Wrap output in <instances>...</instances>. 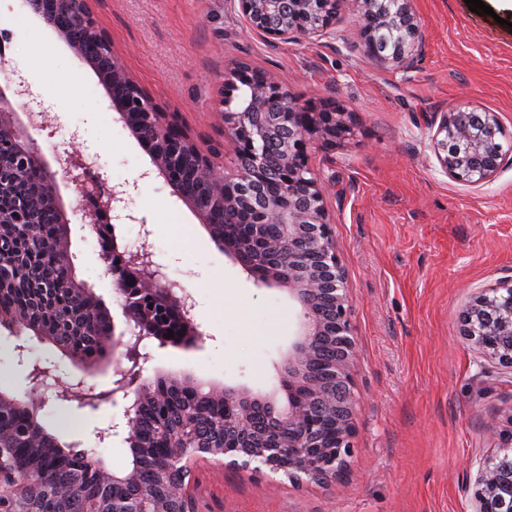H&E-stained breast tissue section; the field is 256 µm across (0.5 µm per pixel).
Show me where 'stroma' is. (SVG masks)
Wrapping results in <instances>:
<instances>
[{
  "label": "stroma",
  "instance_id": "stroma-1",
  "mask_svg": "<svg viewBox=\"0 0 512 512\" xmlns=\"http://www.w3.org/2000/svg\"><path fill=\"white\" fill-rule=\"evenodd\" d=\"M493 15L464 0H413L426 31L407 71L358 48L357 17L343 5L337 38L266 42L250 33L235 0H92L99 26L132 77L202 148L228 134L217 108L225 74L245 61L278 74L302 99H333L353 112L344 148L312 144L310 166L327 186L333 234L352 305L358 399L354 452L346 483L292 482L227 459L198 460L189 476L197 512H474L480 461L512 431V368L486 357L461 334V315L480 289L512 277V153L481 186L442 171L431 138L441 113H497L502 144L512 143V10L484 0ZM12 45L11 70L40 95L55 134L33 131L44 156L76 148L94 155L98 178L128 188L124 243L148 242L167 275L189 287L199 349L151 345L143 379L175 375L207 389L276 394L283 357L298 330L287 287L256 286L214 242L202 216L153 174L149 153L110 105L94 71L17 0H0V40ZM78 138H71V131ZM79 280L113 317L121 315L98 234L82 231L73 188L62 189ZM223 282L217 301L213 282ZM16 338L0 326V393L30 387ZM31 359L60 375L83 374L87 389L109 388L102 369L31 339ZM126 400L98 409L58 406L42 417L60 445L97 449L103 467L132 466L122 439L95 433L124 419Z\"/></svg>",
  "mask_w": 512,
  "mask_h": 512
}]
</instances>
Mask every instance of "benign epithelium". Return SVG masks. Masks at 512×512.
Instances as JSON below:
<instances>
[{"instance_id":"7a95c632","label":"benign epithelium","mask_w":512,"mask_h":512,"mask_svg":"<svg viewBox=\"0 0 512 512\" xmlns=\"http://www.w3.org/2000/svg\"><path fill=\"white\" fill-rule=\"evenodd\" d=\"M21 10L42 19L65 42L81 64L87 59L83 41L75 30L92 38L100 46L99 63L94 71L107 90L113 107L126 127L130 116L146 115L154 141L174 144V153L151 152L154 166L169 185L173 159L190 163L194 178L206 197L229 206L243 205L258 214L259 224H278L282 228L279 245L284 248L283 262L288 278H261L264 285H285L302 308L296 341L283 362V387L287 405L279 407L273 399L264 401L276 412L277 424L288 438L264 439L242 448L233 444L202 443L195 435L191 412L182 415L180 424L163 430L167 461L163 465V489L147 492L142 499L151 504L149 512H194L185 476L188 464L197 459L228 457L231 464L248 468L257 463L290 480L303 477L317 483L340 480L350 457L355 432L358 402L353 391L352 369L357 347L351 325V305L345 271L332 234L334 220L326 203V186L311 171L308 145L317 140L327 148L342 145L353 134L350 113L334 101L317 106L296 97L272 71L257 70L242 64L225 78L221 95L220 119L230 126V136L222 151L237 162L236 173L226 176L212 166L210 155L180 126L177 117L161 110L148 93L119 63L112 51L109 35L98 25L90 0H66L76 5L73 17L59 16V0H18ZM246 27L267 42L318 40L336 31V16L342 0H237ZM358 13L374 18L370 26L358 29L359 47L368 56L398 68L409 69L423 41L420 17L411 0H353ZM412 32V38L389 43L386 32L395 22ZM129 87L127 97L119 100L113 86ZM11 90L18 98H34L24 79L3 89L0 87V127L8 128L7 140L16 152L0 153V171L8 161L20 163L18 179L35 169V186L47 187L50 208L58 222H64L60 207L58 180L74 185L87 199L80 207L83 226L96 231L111 212L126 207V189H88L81 153L72 150L56 154L48 162L26 124L7 97ZM236 108H231V104ZM502 129L494 112H444L432 136L443 172L449 178L472 186L490 182L502 164ZM116 292L123 297L122 316L133 325L134 337L127 329L112 323V388L93 393L85 388L82 376H55L39 364L28 366L31 388L20 396L0 395V404L25 411L33 430L47 436L40 417L49 405L94 409L115 402L117 395L131 400L125 409L123 429L113 425L97 432L99 442L124 435L133 457L154 453L140 442L139 407L150 396L153 386L142 380L143 364L149 354L140 351L146 340L158 338L159 331L150 316L140 311L142 295L153 304L187 321L186 289L167 278L162 267L146 250H127L112 263ZM75 271L69 268L57 287L68 289L83 308L84 326L94 328L102 310L93 288L74 287ZM0 322L13 328L15 335L33 326L15 313H0ZM463 335L485 355L512 366V278L476 293L462 313ZM35 330V329H33ZM39 338L55 337L35 330ZM329 335L336 342V358L318 371L310 365L318 340ZM207 398L235 405L225 411L242 430L252 425L249 406L256 397L249 389L211 388ZM335 419V431L322 433L323 411ZM75 491L71 485L46 481L44 475L22 467L13 449L0 446V512H42L48 501H65ZM474 498L476 512H512V441L499 453L478 466ZM86 512H143L137 505L129 508L123 499L94 501Z\"/></svg>"}]
</instances>
